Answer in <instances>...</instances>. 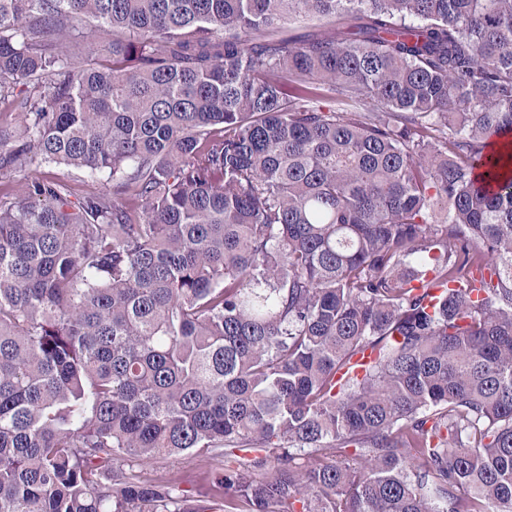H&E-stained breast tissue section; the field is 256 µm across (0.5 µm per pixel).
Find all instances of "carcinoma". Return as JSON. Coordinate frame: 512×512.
<instances>
[{
    "instance_id": "1",
    "label": "carcinoma",
    "mask_w": 512,
    "mask_h": 512,
    "mask_svg": "<svg viewBox=\"0 0 512 512\" xmlns=\"http://www.w3.org/2000/svg\"><path fill=\"white\" fill-rule=\"evenodd\" d=\"M1 99L0 512H512V0H0ZM43 176L65 182L73 197L82 198L102 191L112 190V181L107 175L91 176L88 173L62 165H43L39 168ZM222 464L195 454L177 458H161L137 467L141 479L162 486H176L180 490L208 489L215 482Z\"/></svg>"
}]
</instances>
